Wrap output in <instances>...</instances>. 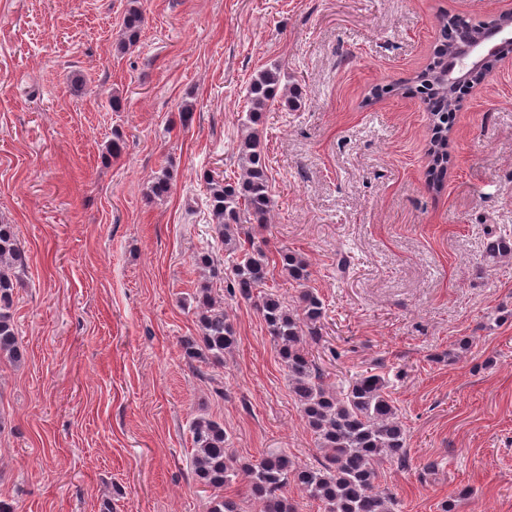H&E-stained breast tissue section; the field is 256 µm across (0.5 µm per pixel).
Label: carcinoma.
I'll use <instances>...</instances> for the list:
<instances>
[{"label": "carcinoma", "mask_w": 512, "mask_h": 512, "mask_svg": "<svg viewBox=\"0 0 512 512\" xmlns=\"http://www.w3.org/2000/svg\"><path fill=\"white\" fill-rule=\"evenodd\" d=\"M144 18L138 0H130L126 10L119 47L135 44L141 35ZM483 24H473L454 16L440 18V39L432 62L417 77L419 93L432 112L435 137L430 185L442 183L448 172V88L439 78L448 52L458 44L478 38ZM247 110L240 118V135L235 154L239 174L232 177L203 173L207 207L216 238L224 246L227 267L215 264L208 251L194 256L203 272L193 300L199 315V337L181 341L187 360L204 356L217 361L232 352L237 337L226 308L212 295L213 282H225V291L234 298L252 302L277 347L288 387L298 403L306 425L317 438V449L324 462L317 467L298 468L285 454L269 455L256 463H241L226 448L224 426L207 418L190 424L196 476L213 491L210 512H245L241 502L221 495L229 483L239 480L249 496L262 505L261 512H296L286 496L293 482L310 498L322 502L326 512H398L397 496L375 485L376 468L384 461L401 459L406 453L407 434L398 417L392 397L401 372L360 370L338 376L336 383L324 381L311 344L320 340L325 306L307 287L311 264L298 251L288 249L270 256L265 241L242 235L241 225L267 228L272 211L270 177L260 126L264 112L279 102L296 110L302 106L299 85L288 80L278 64L258 71L246 88ZM171 173L162 169L154 177L150 192L156 198L170 191ZM512 256V240L493 236L487 243L485 258L493 263ZM299 288L293 304L270 289L272 268ZM25 267L14 225L0 224V356L18 362L22 351L12 308L18 272Z\"/></svg>", "instance_id": "cac0c4a2"}]
</instances>
